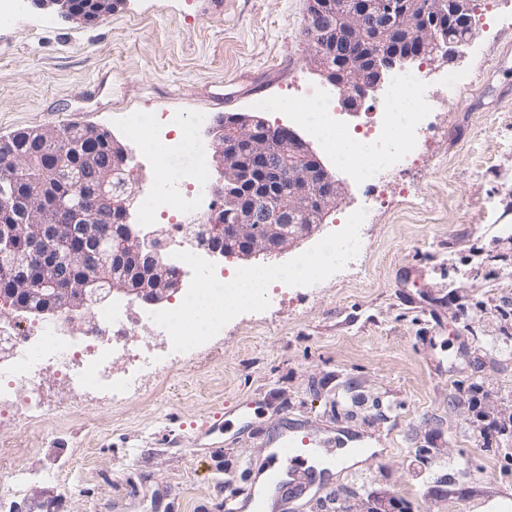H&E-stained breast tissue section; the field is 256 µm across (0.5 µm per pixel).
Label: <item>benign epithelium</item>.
<instances>
[{
	"label": "benign epithelium",
	"instance_id": "benign-epithelium-1",
	"mask_svg": "<svg viewBox=\"0 0 512 512\" xmlns=\"http://www.w3.org/2000/svg\"><path fill=\"white\" fill-rule=\"evenodd\" d=\"M118 0H34L37 6H55L67 18L98 20L112 12ZM308 62L336 88L339 107L361 111L365 99L384 83L398 65L427 57L432 60L456 53L467 45L470 0H308ZM376 50L370 70L361 64L360 52ZM102 137L112 145L105 155L85 148L76 165L68 149L82 141ZM219 174L220 204L210 223L200 229L186 225L187 241L212 255L252 257L258 252L290 249L323 222L338 205L344 188L322 164L311 146L296 133H276L265 119L249 112L226 113L207 130ZM128 150L107 132L95 127L66 125L41 132V139L10 156L6 165L51 166L56 180L67 184L69 194L93 210L68 214L56 202L55 218L48 216L49 184H39L23 198L1 200L13 209L26 242L5 246L16 229L0 226V268L10 270L11 287L0 291L19 297L17 310L61 316L80 313L103 302L114 292L133 295L148 304L169 299L182 287L178 271L165 258L167 243L153 234L145 244L132 225L122 235L101 272L102 245L112 231V218L126 220L136 200V185L120 178ZM288 179L284 194L267 193L263 201L245 203L239 190L258 182L260 173ZM37 275L31 281V275ZM483 428L505 434L512 423L498 409H485Z\"/></svg>",
	"mask_w": 512,
	"mask_h": 512
}]
</instances>
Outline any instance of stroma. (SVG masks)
Masks as SVG:
<instances>
[{"label": "stroma", "mask_w": 512, "mask_h": 512, "mask_svg": "<svg viewBox=\"0 0 512 512\" xmlns=\"http://www.w3.org/2000/svg\"><path fill=\"white\" fill-rule=\"evenodd\" d=\"M308 0H121L94 23L24 0L0 26V139L67 124L127 142L128 115L260 113V101L326 87L307 59ZM472 39L424 60L436 106L417 166L388 178L364 227L361 262L246 308L139 394L105 407L45 374L50 420L0 421L18 453L0 462V512H224L225 480L243 485L266 460L269 432L303 422L375 440V458L341 468L317 498L274 512H333L336 491L395 500L404 512H512V442L484 434L475 406L512 407V0H472ZM473 83L449 95L446 74ZM264 98L255 100L253 88ZM345 193L291 249L234 258L287 266L338 232L369 192L319 141ZM477 394H470V386ZM457 475H449V465ZM51 470L15 493L13 467Z\"/></svg>", "instance_id": "1"}]
</instances>
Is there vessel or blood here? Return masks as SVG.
Segmentation results:
<instances>
[{
	"label": "vessel or blood",
	"mask_w": 512,
	"mask_h": 512,
	"mask_svg": "<svg viewBox=\"0 0 512 512\" xmlns=\"http://www.w3.org/2000/svg\"><path fill=\"white\" fill-rule=\"evenodd\" d=\"M323 438L300 424H291L273 432L268 439L270 450L263 469L267 493L281 490L301 492L318 483L316 469L323 450ZM255 484L240 488L234 483L224 485L225 512H270V506Z\"/></svg>",
	"instance_id": "b4317fda"
}]
</instances>
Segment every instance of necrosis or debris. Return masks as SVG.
<instances>
[{"label": "necrosis or debris", "mask_w": 512, "mask_h": 512, "mask_svg": "<svg viewBox=\"0 0 512 512\" xmlns=\"http://www.w3.org/2000/svg\"><path fill=\"white\" fill-rule=\"evenodd\" d=\"M407 91L425 95L422 70L395 71L384 96L372 103L370 121L358 132V143L370 145L374 151L369 177L372 191H379L386 174L402 172L420 159L419 113H408L406 122L398 120L400 95ZM181 177L186 193L155 187L142 197L134 212L135 225L146 235L151 234L153 224L167 220V237L172 245L168 256L183 277L198 282L197 287L184 290L173 309L148 315L167 343L166 353L158 356L154 365L158 373L174 367L193 341L189 326L197 301H206L211 306L206 330H217L243 302L242 283L261 287L262 300L281 302L287 288L299 278L291 268L258 266L240 273L236 281H214L212 272L202 263L200 250L183 245L189 216L203 200L212 196V185L201 164L182 172ZM368 221L369 214L365 211L345 217L342 234L330 243L336 264L358 260L364 249L362 226ZM69 322L72 329L68 332L53 320L11 325L10 334L16 347L7 361L0 362V419L19 415L36 421L44 419L40 380L45 372L98 395L106 405L139 391L143 339L138 333V321L131 318L123 300H113L94 311L97 333L82 332V316H71ZM118 355L130 361L132 372L127 377L116 378L109 372L113 358Z\"/></svg>", "instance_id": "1"}]
</instances>
